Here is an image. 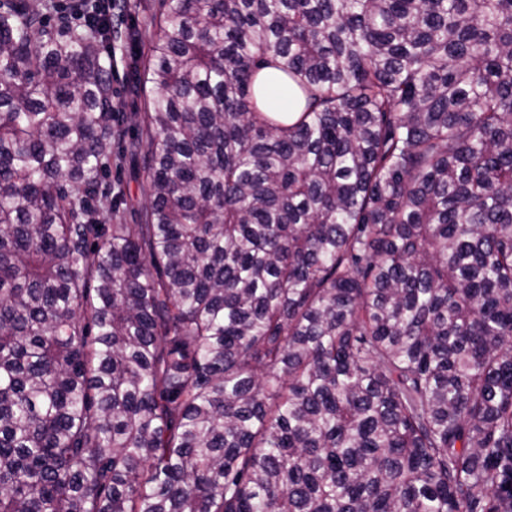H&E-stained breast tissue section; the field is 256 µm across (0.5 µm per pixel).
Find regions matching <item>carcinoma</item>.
Returning <instances> with one entry per match:
<instances>
[{"mask_svg":"<svg viewBox=\"0 0 512 512\" xmlns=\"http://www.w3.org/2000/svg\"><path fill=\"white\" fill-rule=\"evenodd\" d=\"M56 10L0 4V512H512V0H160L128 142ZM114 146L112 155V183H121L125 189L126 204L123 205V220L126 224H138L141 212L148 205V194L142 180L136 175V165L130 153L118 156Z\"/></svg>","mask_w":512,"mask_h":512,"instance_id":"carcinoma-1","label":"carcinoma"}]
</instances>
